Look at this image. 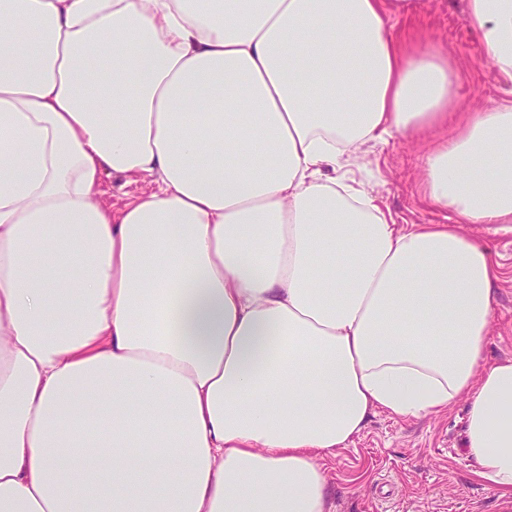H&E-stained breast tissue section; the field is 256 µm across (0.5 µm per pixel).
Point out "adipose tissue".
<instances>
[{"mask_svg": "<svg viewBox=\"0 0 512 512\" xmlns=\"http://www.w3.org/2000/svg\"><path fill=\"white\" fill-rule=\"evenodd\" d=\"M419 0H0V512H332L370 417L467 402L512 502V100L469 108ZM467 24L512 83V0ZM429 138L398 224L349 182ZM148 182L115 211L105 176ZM88 458L81 475L73 460ZM493 225L471 224L472 237L486 244L505 271L497 285L496 310L486 344L489 362L512 359V233L495 232Z\"/></svg>", "mask_w": 512, "mask_h": 512, "instance_id": "ef3b65f1", "label": "adipose tissue"}]
</instances>
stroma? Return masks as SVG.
Here are the masks:
<instances>
[{"mask_svg": "<svg viewBox=\"0 0 512 512\" xmlns=\"http://www.w3.org/2000/svg\"><path fill=\"white\" fill-rule=\"evenodd\" d=\"M466 8V0H421L416 20L447 43L459 65L461 93L478 108L504 92L486 49L466 23ZM422 154L412 137L398 134L386 145L361 147L350 176L368 183L397 223H436L439 214L419 193ZM469 231L505 271L486 358L512 359V233L489 224L470 225ZM466 411L461 400L442 417L372 416L360 436L326 463L333 512H505L498 493L476 476L474 463L463 454Z\"/></svg>", "mask_w": 512, "mask_h": 512, "instance_id": "1", "label": "stroma"}]
</instances>
